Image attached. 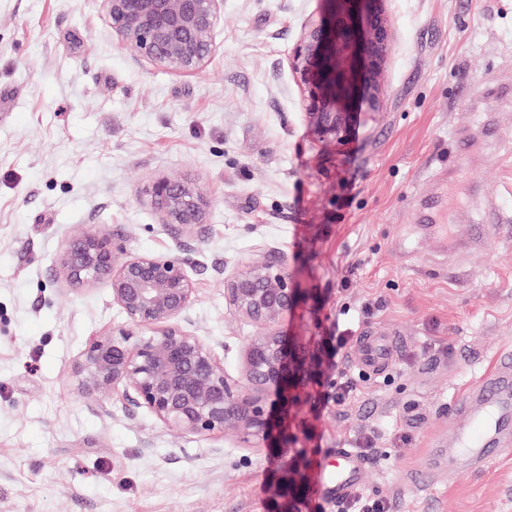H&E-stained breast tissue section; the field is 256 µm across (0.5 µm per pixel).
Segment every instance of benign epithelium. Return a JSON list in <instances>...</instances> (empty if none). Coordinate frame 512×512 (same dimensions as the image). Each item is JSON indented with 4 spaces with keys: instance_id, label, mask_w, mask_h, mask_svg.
<instances>
[{
    "instance_id": "obj_1",
    "label": "benign epithelium",
    "mask_w": 512,
    "mask_h": 512,
    "mask_svg": "<svg viewBox=\"0 0 512 512\" xmlns=\"http://www.w3.org/2000/svg\"><path fill=\"white\" fill-rule=\"evenodd\" d=\"M100 2L123 47L176 74L205 66L224 24V0ZM323 2L326 11L304 26L290 64L312 130L334 139L359 108L379 107L395 30L385 0ZM142 194L163 224L191 228L204 223L209 202L194 183L161 177ZM191 265L180 252L125 255L95 225L67 236L59 258L65 282L85 288L108 281L112 303L124 317L112 334L88 342L77 368L78 389L99 394L120 386L128 405L147 409L181 435L265 437L268 393L289 400L311 378L305 355L288 347L277 328L295 306L298 289L281 252L265 245L256 246L224 276L226 307L258 329L235 379L211 344L183 326L196 300Z\"/></svg>"
}]
</instances>
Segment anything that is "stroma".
<instances>
[{"label": "stroma", "instance_id": "1", "mask_svg": "<svg viewBox=\"0 0 512 512\" xmlns=\"http://www.w3.org/2000/svg\"><path fill=\"white\" fill-rule=\"evenodd\" d=\"M397 40L378 111L319 139L288 55L322 0H224L217 49L182 75L113 38L100 0H0V512H281L290 459L298 512H341L318 470L367 437L359 491L389 512H512V451L447 478L448 410L512 350V0H387ZM198 183L203 224L162 226L141 191ZM94 224L128 253L184 249L189 330L238 375L251 323L224 273L265 243L298 290L278 327L316 346L337 328L356 376L318 406L320 367L280 414L287 447L182 436L121 391L81 393L87 341L120 326L108 283L67 285V234ZM399 337L379 373L356 337Z\"/></svg>", "mask_w": 512, "mask_h": 512}]
</instances>
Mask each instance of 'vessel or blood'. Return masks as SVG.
Instances as JSON below:
<instances>
[{
    "label": "vessel or blood",
    "instance_id": "vessel-or-blood-1",
    "mask_svg": "<svg viewBox=\"0 0 512 512\" xmlns=\"http://www.w3.org/2000/svg\"><path fill=\"white\" fill-rule=\"evenodd\" d=\"M362 368L375 369L388 365L397 354L395 345L379 339L362 340ZM512 408V353L502 352L494 370L487 375L478 394H466L454 403L448 415V427L454 436L448 455L463 460L466 466L483 465L491 457V443L502 450L512 449V437L503 428L504 416ZM335 474H320L317 486L322 495L341 503L357 487L363 467L362 457L353 450L337 451Z\"/></svg>",
    "mask_w": 512,
    "mask_h": 512
}]
</instances>
